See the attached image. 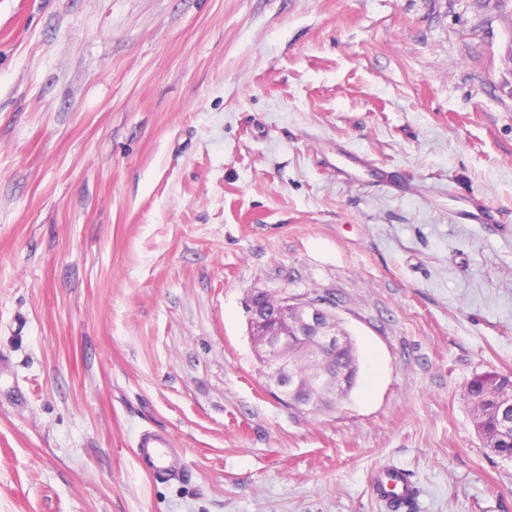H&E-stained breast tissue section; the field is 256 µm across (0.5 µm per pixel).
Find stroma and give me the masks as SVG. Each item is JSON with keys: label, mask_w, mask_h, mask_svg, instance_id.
I'll list each match as a JSON object with an SVG mask.
<instances>
[{"label": "stroma", "mask_w": 512, "mask_h": 512, "mask_svg": "<svg viewBox=\"0 0 512 512\" xmlns=\"http://www.w3.org/2000/svg\"><path fill=\"white\" fill-rule=\"evenodd\" d=\"M503 30L491 0H0V512H387L382 464L419 512H512L461 396L512 373ZM254 291L332 299L348 400L279 403ZM146 429L186 478L140 470ZM338 158L336 169L347 180L365 181L394 190L402 189L401 184L395 183L392 179V172L389 169L375 166L365 156L340 151ZM458 224H488L503 227L500 211L475 195H461L452 200ZM375 485V493L383 503L398 502V512H417V487L405 470L393 466L381 468L374 474Z\"/></svg>", "instance_id": "35a3bbf8"}]
</instances>
